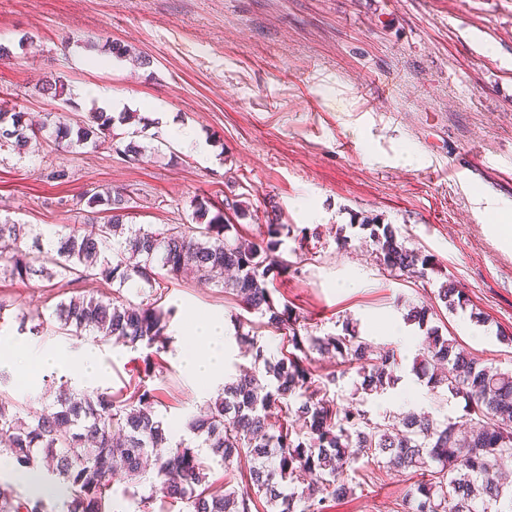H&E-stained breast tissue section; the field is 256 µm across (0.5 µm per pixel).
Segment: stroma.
<instances>
[{
  "label": "stroma",
  "mask_w": 512,
  "mask_h": 512,
  "mask_svg": "<svg viewBox=\"0 0 512 512\" xmlns=\"http://www.w3.org/2000/svg\"><path fill=\"white\" fill-rule=\"evenodd\" d=\"M109 40L148 53L151 66L129 57L105 64ZM0 43L12 50L0 59V98L27 119H87L86 103L36 92L42 77L56 74L72 91L111 87L139 113L173 112L211 152L200 162L153 123L114 127L146 146L136 159L107 142L5 149L0 221L51 231L84 224L86 192L118 188L132 197L129 223L162 230L188 223L195 199L217 209L241 195L255 211L243 221L249 237H262L272 206L283 223L307 231L279 249L288 270L271 286L274 300L296 306L314 335L348 325L373 347H396V382L368 397L371 417L424 409L441 423L464 422L462 399L416 376L426 332L405 319L448 281L468 304L449 311L435 303L430 325L512 371V244L496 231L500 216L475 203L484 195L512 206V0H0ZM61 169L63 182L52 177ZM375 216L431 256L433 271L417 278L384 270L362 225ZM71 294L38 277L0 278V299L39 310L47 326L21 334L9 319L0 337L21 350L72 351L71 340L50 331L55 304ZM160 304L170 312V341L154 371L144 370L145 347L84 346L104 369L101 391L157 390L158 417L192 446L186 426L213 393L180 364L185 315L225 317L230 333H257L270 354L281 337L255 314L237 323L232 295L190 275L169 281ZM4 371L7 394L31 411L50 403L61 383L80 384L68 371ZM345 477L358 488L329 512H398L409 489L407 475L394 471L371 481Z\"/></svg>",
  "instance_id": "obj_1"
}]
</instances>
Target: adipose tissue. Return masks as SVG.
<instances>
[{"mask_svg": "<svg viewBox=\"0 0 512 512\" xmlns=\"http://www.w3.org/2000/svg\"><path fill=\"white\" fill-rule=\"evenodd\" d=\"M191 342L180 352V359L187 375L195 384L211 387L224 377V349L226 346V326L223 318L192 317L188 323ZM19 357L16 350L0 352V363H14ZM26 363L46 369H77L81 381L86 387H96L103 372L91 350L85 349L62 357L45 350L30 351L23 357Z\"/></svg>", "mask_w": 512, "mask_h": 512, "instance_id": "adipose-tissue-1", "label": "adipose tissue"}]
</instances>
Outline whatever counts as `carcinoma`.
<instances>
[{
	"label": "carcinoma",
	"instance_id": "cac0c4a2",
	"mask_svg": "<svg viewBox=\"0 0 512 512\" xmlns=\"http://www.w3.org/2000/svg\"><path fill=\"white\" fill-rule=\"evenodd\" d=\"M108 49L118 56L132 53L116 42ZM134 57L143 67L151 65L144 52ZM39 90L51 99L67 96L61 76L44 80ZM112 121L104 112H92L75 127L59 115L52 125L36 128L26 122L25 113L0 104V150L20 151L47 130L60 148L96 147L112 138L124 145L125 155H142L145 147L117 139ZM86 206L103 215L96 231L86 234L74 227L57 234L54 242L45 241V230L37 224L0 222V275L21 281L38 276L60 288L97 279L113 288L107 300L78 294L59 301L57 333L164 351L170 312L156 298L126 300L121 289L154 293L164 278L176 279L191 265L199 280L231 291L246 312L267 318L264 326L282 332L284 344L273 361L255 336H237L252 355V367L225 384L187 424L225 468L243 456L251 459L240 488L213 487L195 449L182 441L169 444L155 413L159 397L153 389L140 385L123 398L77 392L63 383L53 403L31 416L22 415L0 393V456L61 483L67 512H111L112 478L118 473L134 487L149 483V493L133 491L142 512H150L158 496L182 503L186 512H254L260 500L266 512H328L331 503L354 495L342 475L358 471L362 458L374 467L372 475L393 469L414 478L403 512H512V488L503 482L504 470L512 465V372L487 366L437 328L427 327L428 306L410 314L426 328L416 375L464 399V433L454 422L437 424L428 412L386 415L379 421L363 409L368 396L393 382L392 372L400 365L397 351H375L348 327L342 335L315 336L288 302L275 303L269 285L288 271L278 250L292 231V225L279 222L280 215L266 224L263 238L252 240L231 222L250 214L249 203L237 196L224 199L226 212L205 224L200 219L208 209L199 202L193 205V223L170 224L162 231L125 223L129 199L119 191L89 192ZM362 226L371 228L380 266L391 273L427 276L431 258L407 247L392 225L373 218L362 220ZM437 298L449 311L466 304L450 281L438 288ZM40 319L38 311L14 314L20 333L38 334L35 321ZM314 352L334 355L341 369L315 373ZM432 363L448 367V374L429 371ZM351 370L361 378L352 397L330 396ZM0 512H44L43 499H22L0 484Z\"/></svg>",
	"mask_w": 512,
	"mask_h": 512
}]
</instances>
